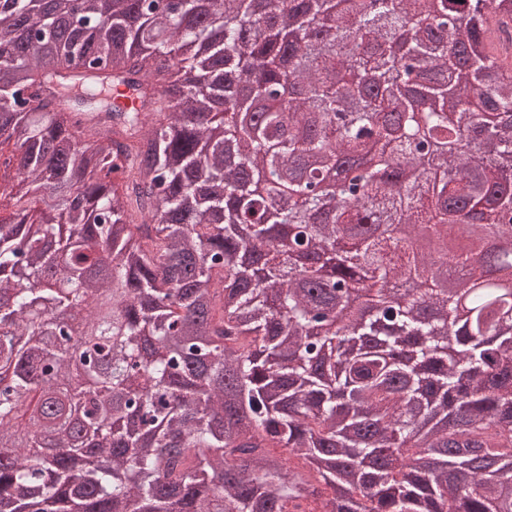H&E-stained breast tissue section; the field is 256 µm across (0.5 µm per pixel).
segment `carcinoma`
I'll return each instance as SVG.
<instances>
[{"mask_svg": "<svg viewBox=\"0 0 512 512\" xmlns=\"http://www.w3.org/2000/svg\"><path fill=\"white\" fill-rule=\"evenodd\" d=\"M377 2L0 5V153L23 163L0 188V435L31 426L0 443V512H512V299L485 287L512 262L439 263L392 228L512 215V67L486 39L512 0ZM247 84L268 106L245 129ZM427 144L439 169L397 184ZM375 148L337 196L300 166ZM384 216L366 324L336 238ZM428 271L472 291L464 339ZM99 320L97 361L63 346Z\"/></svg>", "mask_w": 512, "mask_h": 512, "instance_id": "carcinoma-1", "label": "carcinoma"}]
</instances>
